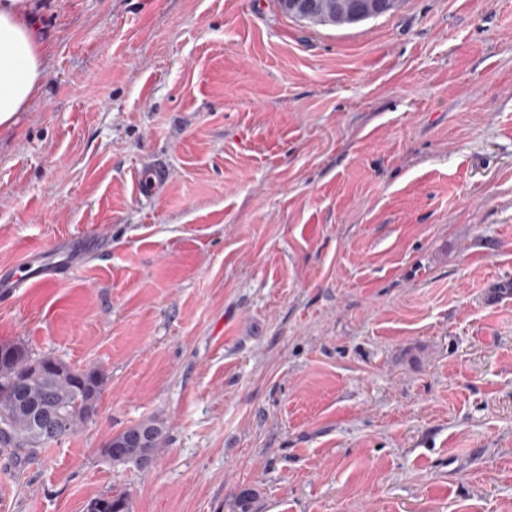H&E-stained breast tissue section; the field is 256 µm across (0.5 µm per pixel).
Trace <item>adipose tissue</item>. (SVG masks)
Here are the masks:
<instances>
[{"mask_svg":"<svg viewBox=\"0 0 512 512\" xmlns=\"http://www.w3.org/2000/svg\"><path fill=\"white\" fill-rule=\"evenodd\" d=\"M28 0H0V126L35 99L44 78L47 47Z\"/></svg>","mask_w":512,"mask_h":512,"instance_id":"adipose-tissue-1","label":"adipose tissue"}]
</instances>
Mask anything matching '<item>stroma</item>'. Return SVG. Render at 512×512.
<instances>
[{"label": "stroma", "instance_id": "1", "mask_svg": "<svg viewBox=\"0 0 512 512\" xmlns=\"http://www.w3.org/2000/svg\"><path fill=\"white\" fill-rule=\"evenodd\" d=\"M0 127V342L106 376L0 512H512V0L356 25L278 0H35ZM169 180L142 195L137 170ZM146 468L106 440L149 418ZM26 1H0V126L31 104L44 78L47 47ZM73 266L68 257L59 252L53 263L48 265H34L30 262L19 263L9 273L0 275V297L6 299L12 297L16 288L25 285H47L58 280L63 274L68 273ZM95 503L96 508L93 504ZM130 501L127 494L123 491H115L112 493V490L103 495L102 497L95 498L89 502L87 506V512H130ZM97 509V510H96Z\"/></svg>", "mask_w": 512, "mask_h": 512}]
</instances>
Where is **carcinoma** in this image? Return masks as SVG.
<instances>
[{
    "mask_svg": "<svg viewBox=\"0 0 512 512\" xmlns=\"http://www.w3.org/2000/svg\"><path fill=\"white\" fill-rule=\"evenodd\" d=\"M314 8L305 15L289 17L321 25H353L394 13L400 0H346L356 5L351 16L331 13L332 0H312ZM106 383L96 368L77 369L48 356L34 357L19 343L0 344V447L9 442L11 458L26 463L45 444L74 433L86 421L88 405L99 403ZM143 424L154 429L150 457L167 441L166 425L150 418ZM128 431L110 438L118 446L112 455L114 465H137L144 453L126 447ZM97 512H130V501L123 491L109 492L93 499Z\"/></svg>",
    "mask_w": 512,
    "mask_h": 512,
    "instance_id": "cac0c4a2",
    "label": "carcinoma"
}]
</instances>
